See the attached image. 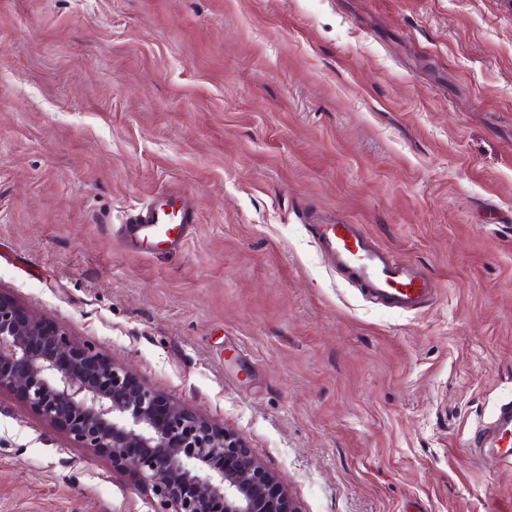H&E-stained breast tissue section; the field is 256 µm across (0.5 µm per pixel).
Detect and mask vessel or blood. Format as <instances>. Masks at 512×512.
I'll return each instance as SVG.
<instances>
[{
	"instance_id": "vessel-or-blood-1",
	"label": "vessel or blood",
	"mask_w": 512,
	"mask_h": 512,
	"mask_svg": "<svg viewBox=\"0 0 512 512\" xmlns=\"http://www.w3.org/2000/svg\"><path fill=\"white\" fill-rule=\"evenodd\" d=\"M196 220L191 198L181 189L167 191L129 217L119 228L127 250L135 255L182 250ZM314 240L334 269L370 300L402 311H414L432 296L431 278L423 270L399 260L376 243L358 224L333 218H314ZM475 456L495 449L499 459L512 457V404L501 405L488 427L469 440Z\"/></svg>"
}]
</instances>
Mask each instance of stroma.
<instances>
[{
  "mask_svg": "<svg viewBox=\"0 0 512 512\" xmlns=\"http://www.w3.org/2000/svg\"><path fill=\"white\" fill-rule=\"evenodd\" d=\"M184 249L118 224L171 183ZM436 284L362 298L309 216ZM0 297L242 437L299 512H512V0H0ZM0 390V512H158ZM494 448L500 460L512 456V404L501 405L490 426L477 432L469 440L475 456L484 458L483 448Z\"/></svg>",
  "mask_w": 512,
  "mask_h": 512,
  "instance_id": "stroma-1",
  "label": "stroma"
}]
</instances>
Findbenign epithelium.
I'll return each instance as SVG.
<instances>
[{"instance_id": "7a95c632", "label": "benign epithelium", "mask_w": 512, "mask_h": 512, "mask_svg": "<svg viewBox=\"0 0 512 512\" xmlns=\"http://www.w3.org/2000/svg\"><path fill=\"white\" fill-rule=\"evenodd\" d=\"M83 448L133 470L161 512H298L239 436L168 402L131 371L0 297V390Z\"/></svg>"}]
</instances>
